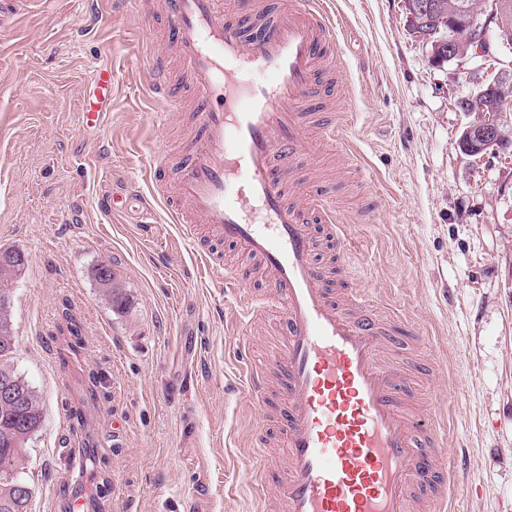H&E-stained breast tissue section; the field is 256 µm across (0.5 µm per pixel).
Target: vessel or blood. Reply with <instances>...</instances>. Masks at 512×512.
Listing matches in <instances>:
<instances>
[{"label": "vessel or blood", "mask_w": 512, "mask_h": 512, "mask_svg": "<svg viewBox=\"0 0 512 512\" xmlns=\"http://www.w3.org/2000/svg\"><path fill=\"white\" fill-rule=\"evenodd\" d=\"M163 6L170 49L157 51L150 86L173 112L192 96L201 135L161 195L201 267L223 271L243 317L255 300L218 244L259 259L277 288L286 351L266 365L242 360L240 385L259 401L269 374L284 387V512H411L417 490L444 512L446 430L408 401L406 369L379 356L397 321L357 289L343 309L313 257L314 225L343 242L336 199L320 186L293 200L284 188L291 168L324 152L355 162L340 122L316 119L338 65L324 0H249L234 19L223 0ZM91 86L82 112L96 128L112 106L111 68H97Z\"/></svg>", "instance_id": "vessel-or-blood-1"}]
</instances>
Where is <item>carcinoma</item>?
Segmentation results:
<instances>
[{
    "label": "carcinoma",
    "instance_id": "carcinoma-1",
    "mask_svg": "<svg viewBox=\"0 0 512 512\" xmlns=\"http://www.w3.org/2000/svg\"><path fill=\"white\" fill-rule=\"evenodd\" d=\"M435 9L419 18L422 31L433 37H441L450 25L457 20L454 6L463 4L470 8L476 0H434ZM25 268L23 263L9 259L0 262V302L10 301L8 306L0 305V380L8 378L20 396L19 404L0 401V468L6 467L11 476L0 474V512H28L33 492L27 495L18 493L14 484L27 482L26 463L29 457V445L40 431L43 412L36 391L22 378L14 368L15 341L12 332V309L14 281ZM96 282L104 289L108 303L120 308L123 298L114 285L115 274L104 276L101 267L92 270Z\"/></svg>",
    "mask_w": 512,
    "mask_h": 512
}]
</instances>
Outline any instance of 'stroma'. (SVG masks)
Returning <instances> with one entry per match:
<instances>
[{"label": "stroma", "instance_id": "1", "mask_svg": "<svg viewBox=\"0 0 512 512\" xmlns=\"http://www.w3.org/2000/svg\"><path fill=\"white\" fill-rule=\"evenodd\" d=\"M338 84L363 168L335 155L300 169L302 187L339 183L342 232L358 286L410 326L383 348L421 374L425 408L444 417L446 512H512V161L476 159L458 140L455 108L471 62L441 66L413 35L404 0H330ZM45 0L0 41V247L27 264L14 285V365L39 394L30 449V512H257L246 465L268 446L283 473L276 424L235 389V334L253 362L282 350L274 286L242 267L261 312L247 327L220 276L204 273L145 174L148 159L188 150L192 112L157 124L142 41L165 47L164 20L111 0ZM112 68V108L83 124L94 70ZM123 197L112 212V195ZM378 198L365 217L363 198ZM115 273L126 306L112 311L91 274Z\"/></svg>", "mask_w": 512, "mask_h": 512}]
</instances>
